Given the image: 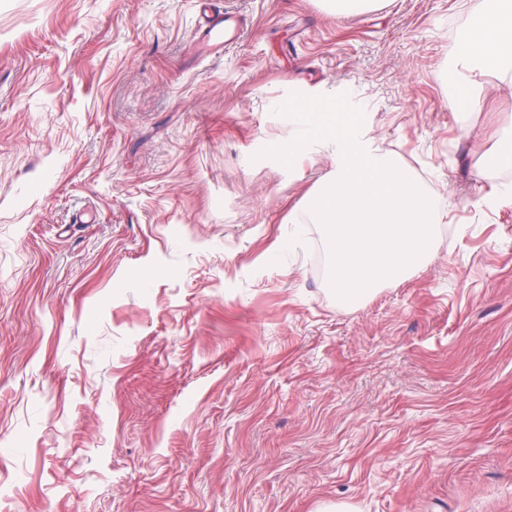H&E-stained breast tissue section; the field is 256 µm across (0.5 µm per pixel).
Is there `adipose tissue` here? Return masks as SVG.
Listing matches in <instances>:
<instances>
[{"instance_id":"ef3b65f1","label":"adipose tissue","mask_w":512,"mask_h":512,"mask_svg":"<svg viewBox=\"0 0 512 512\" xmlns=\"http://www.w3.org/2000/svg\"><path fill=\"white\" fill-rule=\"evenodd\" d=\"M466 24L469 33L458 47L463 66L512 83V0H485L483 11Z\"/></svg>"}]
</instances>
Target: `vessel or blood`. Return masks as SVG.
Wrapping results in <instances>:
<instances>
[{
    "mask_svg": "<svg viewBox=\"0 0 512 512\" xmlns=\"http://www.w3.org/2000/svg\"><path fill=\"white\" fill-rule=\"evenodd\" d=\"M197 21L193 38L200 58L224 52L239 38V27L233 12L220 0H194Z\"/></svg>",
    "mask_w": 512,
    "mask_h": 512,
    "instance_id": "b4317fda",
    "label": "vessel or blood"
}]
</instances>
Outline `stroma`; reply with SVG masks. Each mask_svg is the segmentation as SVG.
<instances>
[{
	"mask_svg": "<svg viewBox=\"0 0 512 512\" xmlns=\"http://www.w3.org/2000/svg\"><path fill=\"white\" fill-rule=\"evenodd\" d=\"M0 0V512H512V86L462 69L484 0ZM348 92L445 213L352 309L307 203ZM475 104H468L466 95ZM197 21L193 38L200 58L223 53L239 38L236 16L219 0H194ZM325 6L337 15L362 13L378 7L382 0H324Z\"/></svg>",
	"mask_w": 512,
	"mask_h": 512,
	"instance_id": "obj_1",
	"label": "stroma"
}]
</instances>
